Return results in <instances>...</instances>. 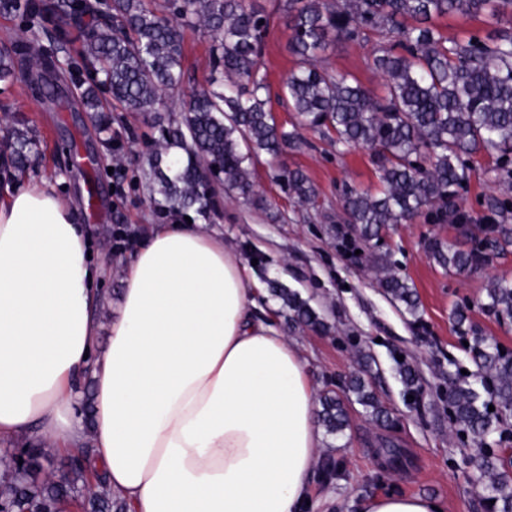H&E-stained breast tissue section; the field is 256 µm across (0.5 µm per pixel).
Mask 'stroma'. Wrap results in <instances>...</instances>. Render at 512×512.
Wrapping results in <instances>:
<instances>
[{
    "instance_id": "stroma-1",
    "label": "stroma",
    "mask_w": 512,
    "mask_h": 512,
    "mask_svg": "<svg viewBox=\"0 0 512 512\" xmlns=\"http://www.w3.org/2000/svg\"><path fill=\"white\" fill-rule=\"evenodd\" d=\"M270 16L264 38L261 72L269 84V106L277 122L291 128L294 112L278 98L282 80L297 65L288 50L289 30L280 0H253ZM184 82L179 91L164 98L162 111L179 110L193 91L204 85L210 71L211 32L198 22L183 21ZM381 45L378 37L341 40L321 56L320 64L334 72L354 75L374 94L383 91L384 79L372 64ZM80 87L64 89L58 99L33 96L22 82L0 84V115L26 118L43 141L44 155L38 176L54 181L58 192L84 205L87 184L81 166L60 169L69 141H76L81 155L89 157L97 175L99 217L92 221L96 235L124 229L130 243H137L151 224L169 223L145 189V154L153 147L158 129L135 112L113 108L123 121L112 133L121 143L111 151L100 141L86 113L77 111ZM307 147L287 151L281 160L260 156L252 168L256 190L265 198L259 209L231 195H221L216 212L192 215L195 224L221 232L224 244L252 271L261 291L258 304L274 316L289 339L305 349L316 388L347 384L360 368L375 378V390L390 414L387 423L371 421L357 403H349L351 426L344 436L324 437L322 455L337 465L334 478H312L308 512H357L359 499L379 493H406L440 499L446 512H486L475 461L477 446L451 423L448 412V367L476 373L467 347L479 334L512 350V321L497 320L482 308L486 289L496 278L512 279V251L492 256L486 264L457 273L432 260L429 239L471 248L472 234L493 224H512V189L499 182L497 162L478 156L470 162V177L461 190L458 207L465 221L438 224L427 215L412 223L394 225L381 239L361 245L359 254L343 246L354 231L345 221L346 188L375 191L378 185L371 153L363 148L338 150L328 138L307 132ZM302 170L313 182L315 204L303 206L291 197L280 179L281 167ZM262 264H253L254 256ZM389 267L405 278L420 301L419 317L381 288L377 271ZM279 283L320 313L328 329L313 332L292 328L268 286ZM466 318L465 329L451 321L453 311ZM417 376L415 391H407L399 377L402 365ZM403 448L409 462L400 470H381L376 456L388 444Z\"/></svg>"
}]
</instances>
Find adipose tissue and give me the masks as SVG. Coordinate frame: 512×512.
I'll return each mask as SVG.
<instances>
[{"label":"adipose tissue","instance_id":"1","mask_svg":"<svg viewBox=\"0 0 512 512\" xmlns=\"http://www.w3.org/2000/svg\"><path fill=\"white\" fill-rule=\"evenodd\" d=\"M93 248L49 180L0 188V441L91 448L131 512H303L323 443L316 387L302 350L256 316L247 265L204 225H153L120 261L104 342ZM442 507L388 494L360 512Z\"/></svg>","mask_w":512,"mask_h":512}]
</instances>
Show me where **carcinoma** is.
<instances>
[{
  "label": "carcinoma",
  "mask_w": 512,
  "mask_h": 512,
  "mask_svg": "<svg viewBox=\"0 0 512 512\" xmlns=\"http://www.w3.org/2000/svg\"><path fill=\"white\" fill-rule=\"evenodd\" d=\"M291 30L288 48L299 62L282 86V97L298 117V126L332 133L337 147L372 151L379 189L345 192L347 223L360 238L377 240L392 224H404L423 210L439 223L457 212L469 161L487 153L512 156V0H284ZM170 20L145 0H0V14L20 15L24 24L12 48L0 50V82L12 83L22 70L49 71L64 82L77 76L59 64L44 44L67 36V27L88 16L94 30L85 44L87 86L79 100L95 130L112 135V114L101 107L99 90L129 112H149L183 79V46L178 21L196 19L214 35L208 86L193 94L178 117H154L159 130L149 161V194H158L177 213L205 215L216 206L219 191L234 192L265 206L251 179L254 159L273 158L307 141L296 130L279 127L267 107L265 79L260 75L263 35L268 17L246 0H179L167 4ZM480 16L499 24L492 35L460 41L445 36L434 21L448 16ZM391 35L388 46L373 57L385 80V95L376 97L357 79L317 65L334 42ZM41 141L25 120L5 117L0 127V179L10 180L30 168ZM280 178L302 205H312L317 192L300 170H283ZM486 242L464 251L442 240L427 245L441 267L464 272L512 249V224H496ZM380 285L419 317V301L406 280L389 272ZM288 322L324 331L327 325L306 301L281 284H270ZM483 307L497 317L512 318V280L495 279ZM481 386L492 401L480 399L465 379L448 389L450 419L484 446L491 436L509 430L512 415V351L485 336L471 347ZM373 421L389 418L372 382L361 375L337 392L319 393L318 422L326 435L338 437L349 426V396ZM495 410H489V406ZM25 465L13 449L3 450L0 507L9 512H61L75 502L82 512H128L125 501L101 489V476L84 463L66 482L41 475L40 451H27ZM485 500L493 512H512V500L498 489L512 477L483 460Z\"/></svg>",
  "instance_id": "obj_1"
}]
</instances>
